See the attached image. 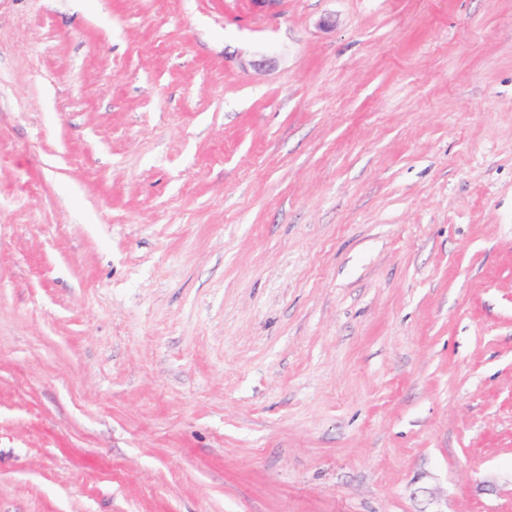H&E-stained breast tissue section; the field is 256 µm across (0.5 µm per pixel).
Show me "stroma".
I'll list each match as a JSON object with an SVG mask.
<instances>
[{"mask_svg":"<svg viewBox=\"0 0 512 512\" xmlns=\"http://www.w3.org/2000/svg\"><path fill=\"white\" fill-rule=\"evenodd\" d=\"M0 512H512V0H0Z\"/></svg>","mask_w":512,"mask_h":512,"instance_id":"35a3bbf8","label":"stroma"}]
</instances>
